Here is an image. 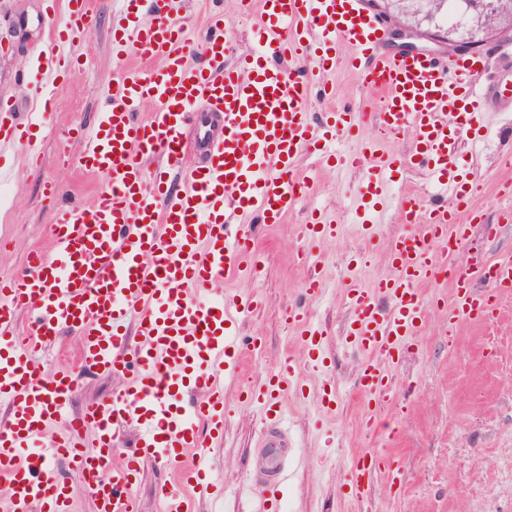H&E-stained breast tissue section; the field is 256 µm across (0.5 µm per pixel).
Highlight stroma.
<instances>
[{
  "instance_id": "obj_1",
  "label": "stroma",
  "mask_w": 512,
  "mask_h": 512,
  "mask_svg": "<svg viewBox=\"0 0 512 512\" xmlns=\"http://www.w3.org/2000/svg\"><path fill=\"white\" fill-rule=\"evenodd\" d=\"M178 17L192 47L210 34L209 14H224L225 63L256 48V5L241 0H178ZM95 27L66 45L82 62L79 76L63 79L38 74L41 59L53 52L50 35L67 21L64 7L48 10L47 0H0V98L11 100L18 112L28 110L25 85L37 79L51 100L50 133L42 134L35 150L39 171H31L28 153L21 146L0 149V184L11 193L0 206V276L21 272L27 253L51 243L52 213L45 200L46 184H54L62 203H91L102 179L78 167L85 132L94 127L105 88L120 80L125 68L139 67L136 57L118 62L112 52L114 0H90ZM336 104L352 103L377 109L376 93L363 88L356 73L341 67L328 74ZM512 151V117L499 120L484 146L462 143L457 149L461 170L474 174L480 186L474 201L480 222L472 230V251L482 259L512 253V226L487 236L484 225L495 223L499 209L511 202L500 183L512 179L504 156ZM310 185L301 203L279 224L249 223L265 259L260 279L240 277L225 281L227 297L257 295L261 310L239 326L245 368L224 381V402L229 415L224 436L216 445L213 482L224 488L223 497L200 499L194 512H249L252 502L245 490L254 478L259 445L260 414L244 391L262 382L283 356L299 364L298 391L289 392L285 410L290 451L283 512H512V297L499 298L488 317L448 326L443 308L454 299L450 282L424 286L429 315L413 336L405 357L391 369L402 387L401 403L381 409L382 431L365 425L369 414L357 394L362 353L347 345L345 326L349 311L343 284L350 275V258H357L364 287L388 275L387 244L403 231L395 210L376 219L375 239H367L353 211L364 182L360 171L318 167L304 158L299 167ZM325 211L339 225L336 237L317 247L328 284L323 299L312 304L316 324L324 332V347L333 363L328 371L307 365L300 330L288 326L284 309L303 302L307 269L299 257L298 224L310 208ZM261 340L252 348L250 337ZM336 385L333 413H322L319 398L324 388ZM393 453L399 459L401 480L387 485L375 476L365 502L353 499L346 484L347 470L363 450Z\"/></svg>"
}]
</instances>
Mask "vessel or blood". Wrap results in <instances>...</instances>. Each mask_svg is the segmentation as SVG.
Listing matches in <instances>:
<instances>
[{
  "instance_id": "b4317fda",
  "label": "vessel or blood",
  "mask_w": 512,
  "mask_h": 512,
  "mask_svg": "<svg viewBox=\"0 0 512 512\" xmlns=\"http://www.w3.org/2000/svg\"><path fill=\"white\" fill-rule=\"evenodd\" d=\"M258 2L261 50L229 67L221 17L194 52L171 13L172 0H124L114 50L133 52L150 68L128 71L108 90L86 136L78 162L102 176L98 197L87 207H58L51 250H32L22 276L0 280V405L8 409L0 421V502L6 512H72L70 487L53 466L60 458L81 475L95 512H138L134 488L149 461L171 467L186 486L210 491L213 442L222 438L227 415L224 379L241 365L234 329L262 307L255 295L223 296L226 280L256 278L264 268L240 219L254 214L276 224L294 209L309 189L298 174L304 157L365 169L367 213L383 204V174L392 168L420 170L440 189L429 205L410 192L399 198L405 229L387 246L392 274L370 289L354 277L344 288L347 337L365 355L358 390L367 406L399 400L388 364L402 359L408 338L426 320L423 284L453 279L455 297L446 311L452 324L480 316L488 293H512V254L457 263L472 231L461 213L476 189L475 179L458 169L457 146L490 136V101L512 107L499 85L478 84L481 58L385 53L381 28L360 0ZM67 8L70 23L54 34L62 45L89 16L88 0H67ZM343 46L347 65L377 93L380 108L339 106L313 122L310 83L291 77L280 61L310 62L323 74L335 70ZM146 102L154 110L138 120ZM202 103L217 124L200 127L207 159L187 172L184 130ZM369 122L378 141L411 135L412 149L399 157L379 154L376 143L352 154L330 150L337 136ZM38 135L17 122L14 103L0 99V146H28ZM181 173L187 185L178 191L173 179ZM336 230L321 211L298 227L301 259L311 267L309 299L324 292L312 248ZM479 280L488 291L476 289ZM20 312L28 315L22 332ZM284 320L299 328L309 364L326 368L322 333L309 310L288 306ZM66 330L82 336L81 370L122 383L76 414L69 410L76 373H43L55 337ZM295 375L293 359L281 358L247 394L263 417L252 488L256 512H268L288 478L282 399ZM189 388L202 391V399L185 403ZM127 426L137 429L141 445L122 453L116 441ZM374 470L369 452L350 466L348 484L357 499L366 498Z\"/></svg>"
}]
</instances>
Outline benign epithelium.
<instances>
[{
    "instance_id": "1",
    "label": "benign epithelium",
    "mask_w": 512,
    "mask_h": 512,
    "mask_svg": "<svg viewBox=\"0 0 512 512\" xmlns=\"http://www.w3.org/2000/svg\"><path fill=\"white\" fill-rule=\"evenodd\" d=\"M371 9L388 24L392 45L401 52H426L425 45L457 54H471L492 41L512 43V0H461L470 15V27L460 33L454 28L434 27L408 19L416 0H367Z\"/></svg>"
}]
</instances>
